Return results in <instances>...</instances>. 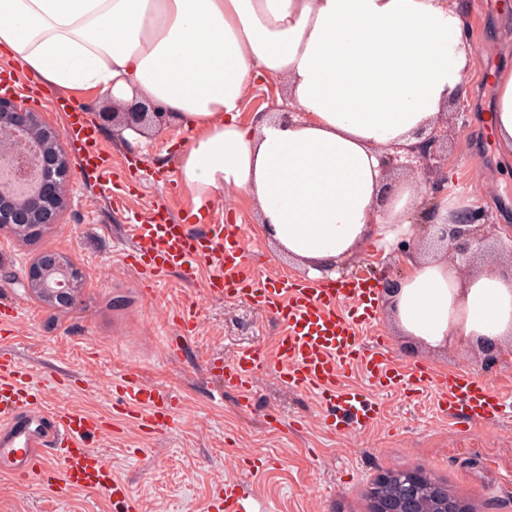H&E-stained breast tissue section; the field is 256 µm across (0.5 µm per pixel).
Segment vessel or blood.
<instances>
[{
    "label": "vessel or blood",
    "instance_id": "vessel-or-blood-1",
    "mask_svg": "<svg viewBox=\"0 0 512 512\" xmlns=\"http://www.w3.org/2000/svg\"><path fill=\"white\" fill-rule=\"evenodd\" d=\"M86 169L115 199H122L123 183L112 176V164L94 126L82 113L71 111L62 128ZM168 208L158 204L147 217L130 216L131 246L124 254L127 265L139 271L153 287L170 274L195 282L207 273L206 292L216 298L244 296L272 313L286 331L277 343L279 373L295 389L316 394L325 404H338L351 429H362L380 416L379 394L409 388L430 390L442 410L462 412L465 419L495 426L512 416V398L489 391L467 373L442 375L415 366L402 370L390 357L384 341L364 346L358 321H373L371 292L360 279L312 285L287 277L271 278L254 266L252 253L239 224H211L206 231L169 222ZM352 302L358 318L339 314ZM22 318L19 306L0 305V337L11 338ZM263 363L256 349L239 350L232 362L216 364L225 385L249 395ZM360 370L362 387L345 385L349 372ZM66 374L53 371L37 375L5 348H0V472L29 484L41 481L48 461H57L54 484L60 491L90 488L112 502L113 512H141L142 506L129 483L118 478L97 444L111 436L112 424L76 410L48 408L46 385L67 384ZM113 416L132 417L142 432L171 430L176 407L170 396L129 376L113 380ZM211 512H267L241 482L222 484L209 505Z\"/></svg>",
    "mask_w": 512,
    "mask_h": 512
}]
</instances>
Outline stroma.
<instances>
[{
  "label": "stroma",
  "mask_w": 512,
  "mask_h": 512,
  "mask_svg": "<svg viewBox=\"0 0 512 512\" xmlns=\"http://www.w3.org/2000/svg\"><path fill=\"white\" fill-rule=\"evenodd\" d=\"M487 2L455 0L474 56L466 75L468 124L448 127V194L466 208L489 211L494 223L512 225V155L499 150L484 121L494 98L479 78L486 61L497 70L512 68V10ZM26 81L42 99L36 110L44 124L63 125V114L50 105L54 98L86 113L113 165L126 174L128 194L114 205L72 150L66 174L70 199L56 226L30 244L0 232V299L17 302L26 314L9 349L36 373L67 369L69 386L46 391L55 409L108 414L110 385L128 372L173 396V430L149 435L120 420L115 437L102 445L143 512H205L228 478L242 480L272 512H369L368 484L393 467L423 470L473 512H512V419L488 429L438 412L430 392L398 390L381 396L375 423L358 431L332 430L340 411L290 388L279 375L275 344L283 328L274 315L244 298L207 297L202 282L188 284L175 275L149 296L140 275L122 261L130 245L123 214L146 215L163 203L176 221L193 223V195L179 171L189 132L162 117L149 137L123 138L100 121L103 99L95 91L61 88L31 75ZM201 214L205 224H244L255 264L268 276L333 283L362 275L374 289L376 318L360 325L359 334L368 343L383 339L398 365L467 372L512 394V355L488 365L474 343L455 339L433 348L397 326L378 285L387 277L402 278L410 262L429 253L425 230L415 231L409 254L365 246L312 275L277 249L243 193L218 196ZM46 252L69 256L81 270L70 308H47L26 286L30 263ZM190 301L200 307L201 325L185 339L172 316ZM243 348L260 349L268 360L246 406L233 389H219L207 365L214 356L231 360ZM259 458L266 459V470L248 475L246 464ZM0 512H111V506L93 489L61 497L48 485H23L0 473Z\"/></svg>",
  "instance_id": "1"
}]
</instances>
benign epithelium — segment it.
<instances>
[{"label":"benign epithelium","mask_w":512,"mask_h":512,"mask_svg":"<svg viewBox=\"0 0 512 512\" xmlns=\"http://www.w3.org/2000/svg\"><path fill=\"white\" fill-rule=\"evenodd\" d=\"M98 116L112 123V130L118 135L131 129L145 136L160 113L152 104L128 105L109 96L104 99ZM420 138L416 145L395 147L383 153L381 166L389 174L403 171L417 175L419 182L430 186L432 197L438 198L448 193V123L420 133ZM23 139L38 149V183L32 193L22 196L0 190V228L13 235L54 228L58 209L68 196L62 132L46 127L37 113L13 96L0 95V159L11 160L17 182L26 180L30 174L21 147ZM420 223L428 225L434 242L439 244L448 261L459 267L470 265L475 255L496 238L499 228L482 210L464 211L449 224L433 223L431 214L426 212ZM53 270H60L64 275V279L54 284L61 295L81 280L78 267L67 256L47 252L30 265L27 287L44 281ZM427 481L428 476L420 470L395 467L385 471L367 488L370 512H470L468 504L438 484L430 488L429 495H424Z\"/></svg>","instance_id":"7a95c632"}]
</instances>
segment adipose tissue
Instances as JSON below:
<instances>
[{
  "instance_id": "ef3b65f1",
  "label": "adipose tissue",
  "mask_w": 512,
  "mask_h": 512,
  "mask_svg": "<svg viewBox=\"0 0 512 512\" xmlns=\"http://www.w3.org/2000/svg\"><path fill=\"white\" fill-rule=\"evenodd\" d=\"M453 0H0V55L48 84L138 94L191 142L180 176L196 205L245 192L272 241L309 271L370 239L391 244L422 204L411 179L388 204L379 157L448 112L473 46ZM282 84L292 124L239 119L257 80ZM487 119L512 152V70ZM399 327L432 347L512 339V272L469 275L438 255L394 296Z\"/></svg>"
}]
</instances>
